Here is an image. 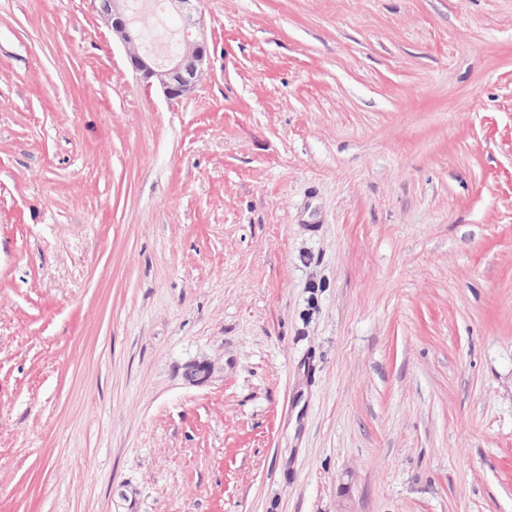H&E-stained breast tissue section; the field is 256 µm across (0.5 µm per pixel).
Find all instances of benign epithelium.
<instances>
[{
    "label": "benign epithelium",
    "instance_id": "obj_1",
    "mask_svg": "<svg viewBox=\"0 0 512 512\" xmlns=\"http://www.w3.org/2000/svg\"><path fill=\"white\" fill-rule=\"evenodd\" d=\"M199 0H168L178 14L183 28V44L177 57L164 65L140 50L137 21L128 13L126 0H95L96 11L105 25L128 51L132 67L142 74L145 86L159 88L169 101L191 98L210 60L207 41L193 34L200 25L195 18Z\"/></svg>",
    "mask_w": 512,
    "mask_h": 512
}]
</instances>
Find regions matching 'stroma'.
I'll return each instance as SVG.
<instances>
[{"instance_id":"1","label":"stroma","mask_w":512,"mask_h":512,"mask_svg":"<svg viewBox=\"0 0 512 512\" xmlns=\"http://www.w3.org/2000/svg\"><path fill=\"white\" fill-rule=\"evenodd\" d=\"M199 7L0 0V512H512V0ZM199 0H168L178 14L183 28V44L177 57L167 64H158L153 57L140 50L137 21L128 13L126 0H95L96 11L128 51L132 67L142 74L146 87L159 88L168 101L191 98L210 60L209 45L204 37L194 36L193 28L200 25L195 19Z\"/></svg>"}]
</instances>
